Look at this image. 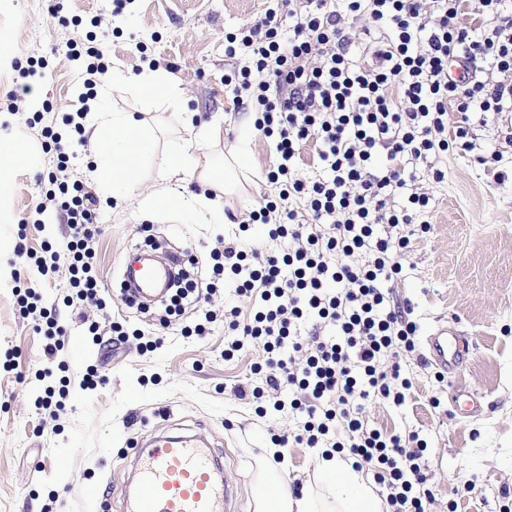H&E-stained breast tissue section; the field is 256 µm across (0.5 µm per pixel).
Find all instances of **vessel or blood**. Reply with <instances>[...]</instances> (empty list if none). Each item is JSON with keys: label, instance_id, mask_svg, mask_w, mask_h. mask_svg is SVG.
<instances>
[{"label": "vessel or blood", "instance_id": "1", "mask_svg": "<svg viewBox=\"0 0 512 512\" xmlns=\"http://www.w3.org/2000/svg\"><path fill=\"white\" fill-rule=\"evenodd\" d=\"M147 254L137 250L123 264V280L132 283L130 298L160 299L174 269L183 259L166 256L161 264L146 266ZM427 365L440 370L456 366L469 356L467 336L448 325L437 326L425 341ZM228 479L220 478L209 445L194 436H163L151 440L135 456V473L124 499L133 512H227Z\"/></svg>", "mask_w": 512, "mask_h": 512}]
</instances>
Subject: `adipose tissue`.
<instances>
[{
    "label": "adipose tissue",
    "mask_w": 512,
    "mask_h": 512,
    "mask_svg": "<svg viewBox=\"0 0 512 512\" xmlns=\"http://www.w3.org/2000/svg\"><path fill=\"white\" fill-rule=\"evenodd\" d=\"M90 139L95 146L98 172L110 195L117 203H125L137 182V170L142 159L153 151V134L143 120L131 112L113 113L110 122L93 127ZM234 155L230 164L217 165L206 153L190 154L186 145L171 147L161 170L165 181L145 204L155 208L183 210L208 218L218 224L224 219V197L230 194L234 180V165L241 162ZM195 181L204 192L200 195H174L168 181ZM318 481L333 494V512H385L387 503L374 492L363 473L339 456L321 458L317 469ZM260 512H321L313 496L293 499L283 478H268L261 492Z\"/></svg>",
    "instance_id": "1"
}]
</instances>
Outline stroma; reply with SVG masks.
I'll return each instance as SVG.
<instances>
[{
    "label": "stroma",
    "mask_w": 512,
    "mask_h": 512,
    "mask_svg": "<svg viewBox=\"0 0 512 512\" xmlns=\"http://www.w3.org/2000/svg\"><path fill=\"white\" fill-rule=\"evenodd\" d=\"M52 0H0V43L11 53L0 65V139L22 144L36 166H15L0 183V207L12 223H0V512H93L92 504L64 490L94 485L104 512H122L130 478L132 448L154 434H197L211 442L237 493L235 512H258L259 491L269 473L283 475L293 497L318 492L316 471L322 457L290 437L292 418L261 414L238 389L262 385L253 371L265 354L253 347L224 354V310L249 313V299L237 296L221 272L223 244L257 247L268 254L286 248L269 237V227L253 224L249 213L271 193L267 173L275 163L268 138L255 128L252 104H238L224 92V78L244 64L225 50L227 34L262 18L271 0H132L122 15H111L109 0H63L51 15ZM95 44L109 68L136 80L144 68L165 71L178 83L194 124L212 136L201 150L221 157L246 152L241 186L224 200V221L210 224L181 211L156 210L141 201L158 185L159 153L187 140L181 113L158 97L116 94L111 78L98 82L91 111L133 112L156 127L157 154L148 158L133 197L117 204L94 176L92 147L78 151L66 175L87 184L107 222L96 238V270L112 293H119L125 254L158 239L170 252H193L195 289L213 295V321L205 305L166 314L163 306L122 308L130 337L120 349L93 344L76 309L67 307L72 291L66 268L43 273L39 261L61 241L66 226L56 212L39 211L41 178L54 170L41 130L52 126L74 136L63 116L84 102L81 62L66 45ZM17 102H9L10 92ZM503 116L474 112L470 133L476 153L454 151L408 164L415 191L430 198L418 223L401 226L410 239L402 271L391 281L394 297L407 303L418 326L414 352L401 360L411 387L402 405L376 398L365 416L384 433L417 432L426 441L423 462L433 493L431 512H512V146L505 144ZM445 177L434 181L430 168ZM57 308L67 327L65 348L52 361L32 319L23 317L19 291ZM458 322L473 354L457 371L437 376L423 361L424 340L438 324ZM204 325L201 336L185 328ZM154 333L159 347L143 351L134 330ZM97 364L106 381L93 391L79 383L87 366ZM56 388L53 407H39L46 388ZM460 389L487 394L489 407L467 417L450 413ZM288 436L284 458L275 461V439ZM474 483L472 494L463 486Z\"/></svg>",
    "instance_id": "1"
}]
</instances>
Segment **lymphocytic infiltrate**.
<instances>
[{"mask_svg":"<svg viewBox=\"0 0 512 512\" xmlns=\"http://www.w3.org/2000/svg\"><path fill=\"white\" fill-rule=\"evenodd\" d=\"M464 0H277L264 18L228 39L248 62L225 78L234 100L249 96L261 116L256 128L274 141L268 173L275 197L264 198L253 221L271 238L291 239L280 255L232 246L224 268L237 294L254 302L249 316L231 308L227 355L261 346L266 390L288 389L274 411L294 413L297 443L313 448L343 422L355 469L372 471L390 512H427L431 492L422 470L424 446L416 433L385 435L368 428L372 397L402 405L408 382L400 357L412 351L417 325L384 291L402 270L407 236L382 237L379 225L409 224L430 199L413 191L405 163L448 151H475L465 121L451 112H512V0H476L480 27L463 21ZM363 29H355L358 19ZM367 49L357 60L353 49ZM484 63L486 79L469 70ZM56 174L44 206L57 209L69 232L51 254V269L67 259L79 300L110 317L112 296L101 283L90 242L101 221L99 201L80 183L59 181L76 154L74 141L43 129ZM316 139L325 178H296L300 144ZM386 161L371 164L379 150ZM404 194L403 209L392 208ZM302 200L304 210L290 208ZM361 264H351L353 256Z\"/></svg>","mask_w":512,"mask_h":512,"instance_id":"lymphocytic-infiltrate-1","label":"lymphocytic infiltrate"}]
</instances>
